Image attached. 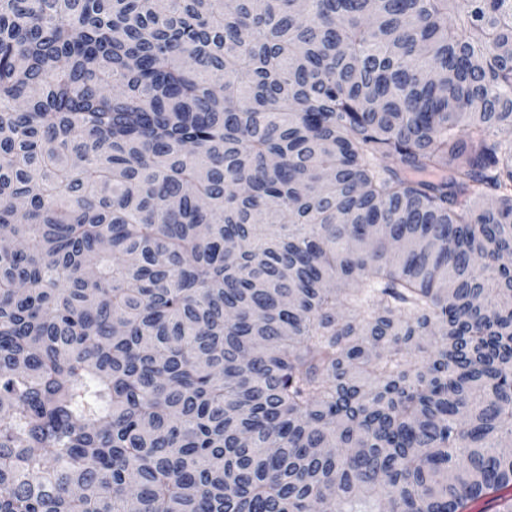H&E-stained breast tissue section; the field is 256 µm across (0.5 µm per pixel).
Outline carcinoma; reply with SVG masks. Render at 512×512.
Masks as SVG:
<instances>
[{"label": "carcinoma", "mask_w": 512, "mask_h": 512, "mask_svg": "<svg viewBox=\"0 0 512 512\" xmlns=\"http://www.w3.org/2000/svg\"><path fill=\"white\" fill-rule=\"evenodd\" d=\"M0 512H464L512 485V0H0Z\"/></svg>", "instance_id": "obj_1"}]
</instances>
